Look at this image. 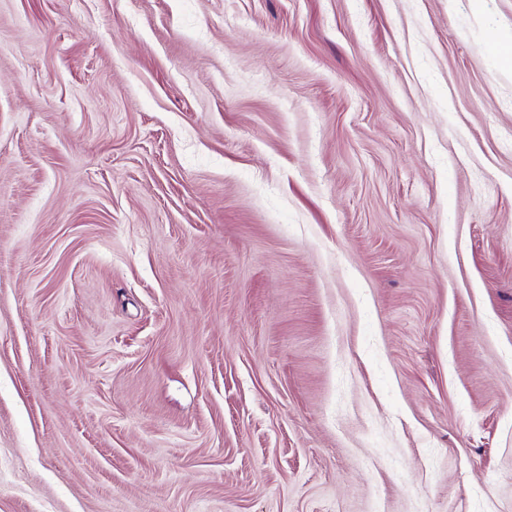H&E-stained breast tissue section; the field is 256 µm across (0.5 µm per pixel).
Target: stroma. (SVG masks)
Returning <instances> with one entry per match:
<instances>
[{"mask_svg":"<svg viewBox=\"0 0 512 512\" xmlns=\"http://www.w3.org/2000/svg\"><path fill=\"white\" fill-rule=\"evenodd\" d=\"M512 0H0V512H512Z\"/></svg>","mask_w":512,"mask_h":512,"instance_id":"35a3bbf8","label":"stroma"}]
</instances>
